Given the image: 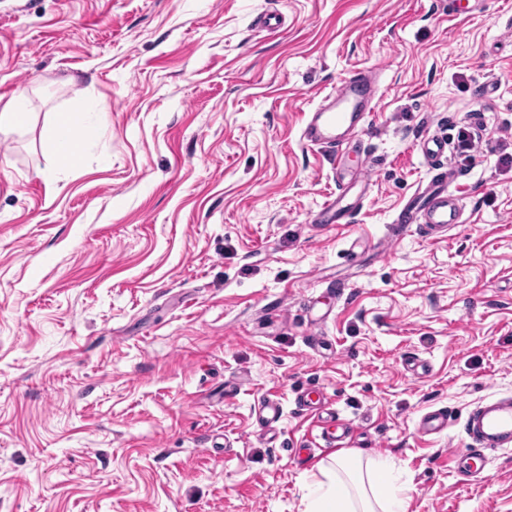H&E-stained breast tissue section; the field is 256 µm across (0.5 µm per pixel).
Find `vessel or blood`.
Instances as JSON below:
<instances>
[{
    "instance_id": "1",
    "label": "vessel or blood",
    "mask_w": 512,
    "mask_h": 512,
    "mask_svg": "<svg viewBox=\"0 0 512 512\" xmlns=\"http://www.w3.org/2000/svg\"><path fill=\"white\" fill-rule=\"evenodd\" d=\"M379 82L370 71L354 72L342 79L311 109L302 131L303 139L326 149L339 178L336 195L330 196L317 211L322 224H339L350 219L356 210L349 203L352 184L366 183L365 168L347 170L343 159L349 143L358 134L365 116L378 106ZM420 149L433 164L434 176L420 191L410 197L397 214L391 227L392 238L403 235L407 225L418 224L433 233L447 232L461 218L459 198L450 185L459 174L447 163L448 141L438 136L424 138ZM448 428V410L440 407L421 415L419 429L427 435H438ZM465 433L474 449L461 453L458 469L463 473L483 471L485 462L478 451L482 448L512 447V397H500L480 403L465 418Z\"/></svg>"
}]
</instances>
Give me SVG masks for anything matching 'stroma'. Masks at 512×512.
Here are the masks:
<instances>
[{"label":"stroma","mask_w":512,"mask_h":512,"mask_svg":"<svg viewBox=\"0 0 512 512\" xmlns=\"http://www.w3.org/2000/svg\"><path fill=\"white\" fill-rule=\"evenodd\" d=\"M370 69L367 155L347 158L365 200L315 223L336 182L307 112ZM20 92L31 121L0 133V512H303L337 452L304 394L353 423L347 452L392 459L408 512H512V448L455 469L467 413L512 396V0H0V106ZM69 111L87 130L66 169L42 137ZM442 133L461 222L390 239ZM441 406L447 431L421 434Z\"/></svg>","instance_id":"35a3bbf8"}]
</instances>
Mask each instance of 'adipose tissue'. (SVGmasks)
<instances>
[{"label": "adipose tissue", "mask_w": 512, "mask_h": 512, "mask_svg": "<svg viewBox=\"0 0 512 512\" xmlns=\"http://www.w3.org/2000/svg\"><path fill=\"white\" fill-rule=\"evenodd\" d=\"M80 124L79 115L63 112L45 131L44 147L59 166L71 164L69 150ZM411 491L394 476L389 460L366 462L358 454H340L312 484L305 512H407Z\"/></svg>", "instance_id": "1"}]
</instances>
